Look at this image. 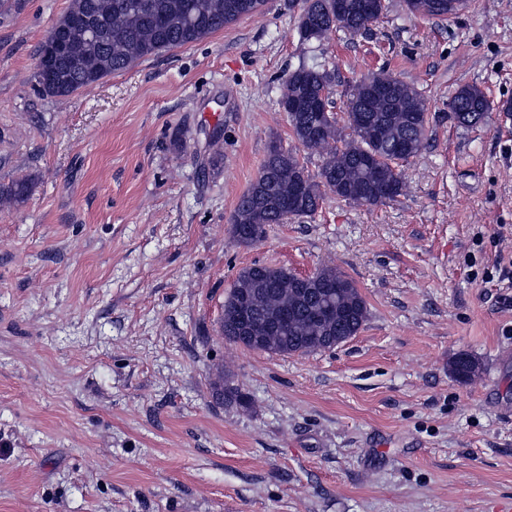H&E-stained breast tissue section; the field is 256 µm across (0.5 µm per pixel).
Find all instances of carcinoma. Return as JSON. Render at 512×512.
Returning <instances> with one entry per match:
<instances>
[{
    "label": "carcinoma",
    "instance_id": "obj_1",
    "mask_svg": "<svg viewBox=\"0 0 512 512\" xmlns=\"http://www.w3.org/2000/svg\"><path fill=\"white\" fill-rule=\"evenodd\" d=\"M266 0H72L69 13L98 18L96 35L75 41L73 55L54 70L36 72L39 89L67 97L91 88L107 76L125 71L162 50L202 40L229 24L250 16ZM362 0H302L298 30L305 41L331 33L355 36L386 10L375 0L376 15L361 13ZM346 23L338 24L339 5ZM414 16L443 17L459 11L462 0H405ZM351 89L346 103L349 133H343L330 100H312L331 89V75L321 67L300 66L283 83L280 105L294 138L319 154L322 164L312 178L297 153L271 144L259 173L240 197L230 219L237 244L250 247L272 224L312 215L323 200L321 188L352 204L377 206L395 200L406 188L399 164L419 155L426 142V108L421 93L385 71L368 76ZM393 86L388 95L372 86ZM457 125L484 121L490 104L476 85L459 87L449 102ZM30 178H18L0 188V202L20 203ZM368 318V307L355 282L332 266L301 279L283 268L255 264L240 271L224 301L221 330L230 341L248 349L279 355L329 350L357 335ZM454 372L471 379L479 364L461 355ZM215 394L247 404L238 388L218 375Z\"/></svg>",
    "mask_w": 512,
    "mask_h": 512
}]
</instances>
